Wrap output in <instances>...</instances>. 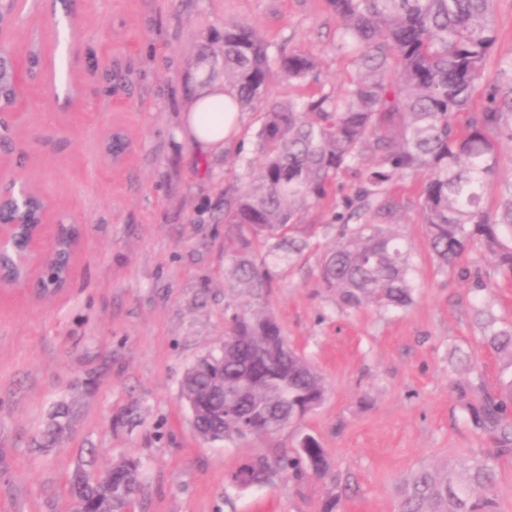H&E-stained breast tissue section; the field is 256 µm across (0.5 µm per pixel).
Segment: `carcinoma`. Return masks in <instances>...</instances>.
Instances as JSON below:
<instances>
[{"label": "carcinoma", "instance_id": "cac0c4a2", "mask_svg": "<svg viewBox=\"0 0 512 512\" xmlns=\"http://www.w3.org/2000/svg\"><path fill=\"white\" fill-rule=\"evenodd\" d=\"M341 39L355 48V75L336 98L310 92L269 104L274 81L302 86L316 70L302 50L273 46L252 25L224 22L206 35L193 62L202 83L224 80L231 101H214L206 112L260 111L263 121L255 147L261 161L248 166L245 185L224 200V255L230 274L248 288L270 287L266 259L284 249L301 254L309 235L301 219L324 199L337 176L356 177L354 192L334 212L336 246L321 267L326 287L342 304H370L383 311L412 302L409 253L397 232L400 206L392 190L415 175L425 181L418 210L429 247L444 266L466 251L473 233L483 232L499 248V264L512 270V245L497 242L496 228L512 236V184L501 192L496 211L484 195L499 166L498 140L512 141V62L487 65L497 40L493 0H327ZM487 344L512 352V329L483 324ZM275 317L262 308L236 313L224 340L231 346L211 352L218 370L187 372L181 395L198 435L208 441L240 438L241 419L221 414L223 394L234 393L240 413L254 422L251 435L272 434L279 424L301 422L325 399L323 377L297 354L285 358L266 350L267 337L280 336ZM482 429L501 430L500 447L481 460L462 464L466 478L450 469L439 476L422 469L403 488L400 512H495L494 462L508 453L512 427V380L471 407ZM36 442L58 444L71 425V409L60 407ZM329 473L324 449L310 436L295 455L243 461L229 474L259 485L285 470ZM81 472L67 486L72 512H120L128 486L140 482L141 462L125 459L102 472L96 484L76 489Z\"/></svg>", "mask_w": 512, "mask_h": 512}]
</instances>
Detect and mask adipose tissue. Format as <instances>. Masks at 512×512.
Wrapping results in <instances>:
<instances>
[{
  "instance_id": "obj_1",
  "label": "adipose tissue",
  "mask_w": 512,
  "mask_h": 512,
  "mask_svg": "<svg viewBox=\"0 0 512 512\" xmlns=\"http://www.w3.org/2000/svg\"><path fill=\"white\" fill-rule=\"evenodd\" d=\"M190 80L196 85L186 110L182 115L184 133L193 147L205 153H219L226 143L232 142L240 127L241 115L237 112H225L210 122H202L201 110L213 99L214 92L223 88L222 82H213L211 86L200 83L199 70H191Z\"/></svg>"
}]
</instances>
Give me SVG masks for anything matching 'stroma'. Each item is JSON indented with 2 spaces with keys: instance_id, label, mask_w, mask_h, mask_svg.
Segmentation results:
<instances>
[{
  "instance_id": "stroma-1",
  "label": "stroma",
  "mask_w": 512,
  "mask_h": 512,
  "mask_svg": "<svg viewBox=\"0 0 512 512\" xmlns=\"http://www.w3.org/2000/svg\"><path fill=\"white\" fill-rule=\"evenodd\" d=\"M75 28L61 35L62 8L23 11L8 47L44 34L68 59L82 97L64 104L43 86L7 132L0 168L28 180L57 210L84 226L74 275L43 299L0 288V512H69L67 482L79 469L101 472L135 458L143 492L133 512H398L405 478L444 471L495 447L466 409L478 368L484 390L512 379V358L483 345L481 321L512 323V271L497 267L475 238L459 267H445L426 245L417 202L422 183L399 184L402 223L415 288L412 303L383 312L344 307L324 287L321 265L336 243L331 225L355 177H338L303 221L312 230L302 256L271 261L263 293L239 287L224 257V192L245 182L255 157L258 112L243 115L235 141L213 156L181 135L191 95L187 75L203 38L233 20L255 26L274 46L301 49L317 63L310 89L343 93L354 73L339 47L326 0H70ZM129 151L109 164L106 129ZM481 275L483 287L460 267ZM265 308L289 345L323 376V405L300 424L244 440L204 441L181 399L195 361L224 343L228 318ZM73 411L54 448L34 442L58 405ZM324 448L330 474L288 473L264 485L232 486L240 462L290 454L303 436Z\"/></svg>"
}]
</instances>
